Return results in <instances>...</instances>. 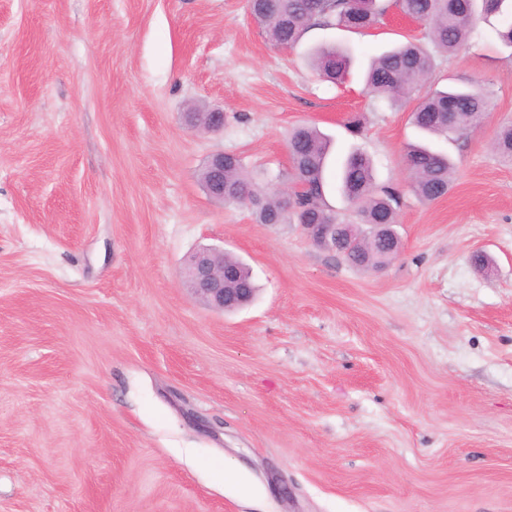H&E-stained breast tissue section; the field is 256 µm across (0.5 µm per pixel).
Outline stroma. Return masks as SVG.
<instances>
[{"label":"stroma","mask_w":512,"mask_h":512,"mask_svg":"<svg viewBox=\"0 0 512 512\" xmlns=\"http://www.w3.org/2000/svg\"><path fill=\"white\" fill-rule=\"evenodd\" d=\"M502 25L478 24L432 77L477 83L490 107L440 141L455 172L428 203L402 163L421 139L409 107L362 80L425 33L396 10L283 50L248 0H0V512H512ZM323 43L351 50L344 83L312 71ZM193 106L223 110V131L188 127ZM303 123L401 190L383 269L203 192L222 151L283 182ZM203 246L250 267L252 303L222 313L191 294L182 271Z\"/></svg>","instance_id":"1"}]
</instances>
